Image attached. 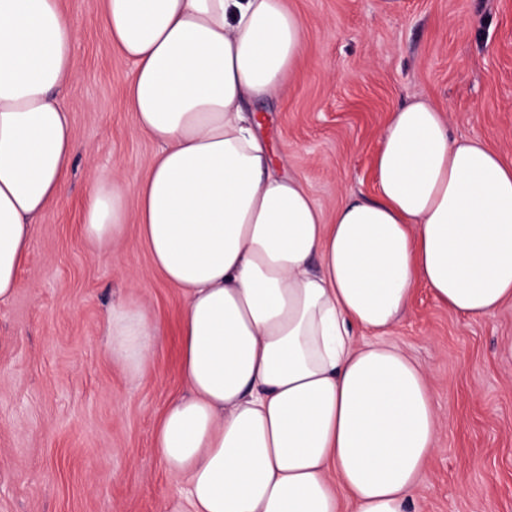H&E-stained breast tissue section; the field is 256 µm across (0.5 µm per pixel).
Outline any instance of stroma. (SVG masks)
<instances>
[{"label":"stroma","instance_id":"35a3bbf8","mask_svg":"<svg viewBox=\"0 0 512 512\" xmlns=\"http://www.w3.org/2000/svg\"><path fill=\"white\" fill-rule=\"evenodd\" d=\"M303 53L285 93L252 101L275 160L333 216L375 197L374 155L391 113L412 97L447 112L450 132L512 163V0H285ZM75 28L74 133L65 193L37 220L19 287L0 305V512H172L177 492L153 447L168 402L184 393L178 288L153 267L138 226L112 250L81 218L101 173L132 192L156 145L133 129L132 65L112 48L102 0H58ZM142 306L152 357L113 363L107 310ZM388 340L427 368L442 412L409 512H512V301L462 319L417 286Z\"/></svg>","mask_w":512,"mask_h":512}]
</instances>
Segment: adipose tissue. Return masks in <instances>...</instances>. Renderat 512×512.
<instances>
[{
	"instance_id": "1",
	"label": "adipose tissue",
	"mask_w": 512,
	"mask_h": 512,
	"mask_svg": "<svg viewBox=\"0 0 512 512\" xmlns=\"http://www.w3.org/2000/svg\"><path fill=\"white\" fill-rule=\"evenodd\" d=\"M133 65L136 130L160 150L134 188L108 176L83 232L109 247L135 220L184 300L180 372L154 446L173 512H408L440 415L430 375L386 340L416 284L476 319L512 300V164L456 139L419 98L374 157L376 198L326 219L303 179L275 169L250 99L281 93L302 54L284 0H104ZM75 32L57 0H0V303L18 288L36 218L64 190L74 137ZM157 328L112 305L105 334L130 373Z\"/></svg>"
}]
</instances>
